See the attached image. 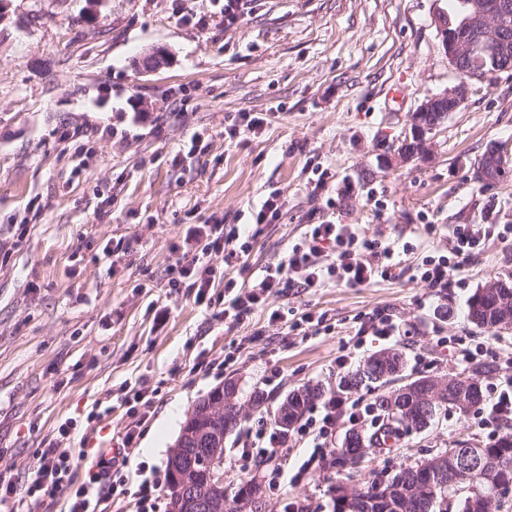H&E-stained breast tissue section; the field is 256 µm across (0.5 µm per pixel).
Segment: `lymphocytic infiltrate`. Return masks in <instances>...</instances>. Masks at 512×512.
Wrapping results in <instances>:
<instances>
[{"mask_svg":"<svg viewBox=\"0 0 512 512\" xmlns=\"http://www.w3.org/2000/svg\"><path fill=\"white\" fill-rule=\"evenodd\" d=\"M456 244L452 256H439L422 261L417 268V279L429 287L447 285L453 271L471 257L492 238L512 236V226L495 224H466L454 231ZM227 237L224 223L207 218L203 223L188 228L177 249L182 257L169 279L170 288H184L194 292L196 303H205L212 288L216 269L215 256L224 252ZM394 250L391 246L369 238L356 224H313L307 230L301 244L293 247L287 259L267 268L246 291L236 292L234 281L224 283L225 292L231 293L230 308L234 320H242L254 308L266 301L279 287L283 278L298 277L305 285L321 281H333L348 286L371 282L375 277L392 276ZM371 407L359 403H346L328 392L319 408L309 411L293 433L297 440L312 439L315 454H324L327 438L338 419L350 417L357 420L371 414ZM137 437L135 427H128L114 456H98L88 470L83 482H75V462L71 455L58 448L42 449L34 468V479L27 487L30 497L53 498L62 496L69 502L68 512H105L109 502L133 498L135 512H155L157 508L155 486L144 480L138 486H130L121 469V459L126 449L132 447ZM290 448L275 445L264 423H257L247 430L242 450L234 461L238 472L248 473L260 461L271 463L269 474L271 487H278L281 470L274 467L276 457H288Z\"/></svg>","mask_w":512,"mask_h":512,"instance_id":"f902f5d3","label":"lymphocytic infiltrate"}]
</instances>
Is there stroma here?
Returning a JSON list of instances; mask_svg holds the SVG:
<instances>
[{
	"label": "stroma",
	"instance_id": "35a3bbf8",
	"mask_svg": "<svg viewBox=\"0 0 512 512\" xmlns=\"http://www.w3.org/2000/svg\"><path fill=\"white\" fill-rule=\"evenodd\" d=\"M449 5L248 0L228 27L224 0H0V469L19 489L43 448L79 454L85 478L88 435L118 438L130 423L119 405L126 384L151 405L124 472L155 471L168 512L171 450L188 412L227 379L241 401L260 390L273 410L304 384L339 388L388 345L404 352L406 374L457 372L438 344L448 337L492 348L505 372L512 332L476 330L466 303L512 273V240L490 241L444 288L414 268L448 254L458 226L512 225V163L484 189L472 169L491 144L512 156V75L473 84L429 156L390 163L416 109L456 82L434 25ZM156 48L168 65L142 71ZM242 112L267 123L225 137ZM273 193L279 221L252 223ZM212 215L250 243L242 258H214L216 300L225 278L253 282L311 224L364 225L401 264L355 287L282 283L237 324L168 287L175 244ZM380 312L400 327L387 342L366 332ZM98 400L113 411L90 418ZM68 420L77 427L64 437ZM497 433L474 415H443L369 455L354 480ZM282 468L279 488L263 492L265 512L291 500L331 512L338 474L324 459L299 443Z\"/></svg>",
	"mask_w": 512,
	"mask_h": 512
}]
</instances>
